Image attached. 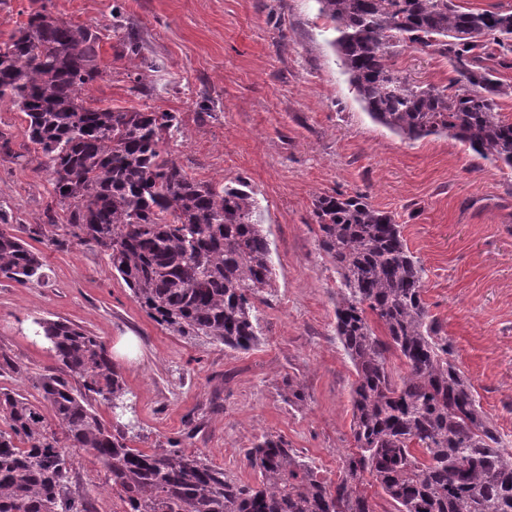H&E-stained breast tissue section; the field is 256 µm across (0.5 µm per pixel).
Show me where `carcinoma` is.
<instances>
[{
  "label": "carcinoma",
  "mask_w": 512,
  "mask_h": 512,
  "mask_svg": "<svg viewBox=\"0 0 512 512\" xmlns=\"http://www.w3.org/2000/svg\"><path fill=\"white\" fill-rule=\"evenodd\" d=\"M337 37L344 73L369 116L415 141L450 134L483 159L512 169V121L498 99L512 85L486 65L512 68V11L467 9L454 0H316ZM431 48L458 78L421 85L394 67L400 47ZM99 36L45 7L0 42V100L25 115L67 223L38 228L109 256L135 301L169 331L247 351L259 341L250 299L272 287L271 248L254 193L197 182L163 149L180 133L173 112L90 107L82 90L99 75ZM122 52L142 56L133 30ZM319 247L332 263L336 336L355 368L351 431L356 451L336 485L320 480L282 437L247 452L259 475L237 482L201 452L127 444L120 369L103 341L41 319L36 335L60 366L40 381V400L0 390V512H88L69 485L71 449L96 457L125 512H378L364 492L377 483L397 512H512V451L482 411L452 344L424 301V269L401 226L363 195L313 203ZM0 277L44 278L39 254L0 230ZM402 364L393 371L392 359ZM117 421L102 422L93 402Z\"/></svg>",
  "instance_id": "carcinoma-1"
}]
</instances>
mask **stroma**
Returning a JSON list of instances; mask_svg holds the SVG:
<instances>
[{
	"label": "stroma",
	"instance_id": "35a3bbf8",
	"mask_svg": "<svg viewBox=\"0 0 512 512\" xmlns=\"http://www.w3.org/2000/svg\"><path fill=\"white\" fill-rule=\"evenodd\" d=\"M64 21L100 34V75L88 104L177 113L182 132L164 148L199 182L237 180L254 191L269 239L273 288L254 300L262 335L247 351L200 344L158 325L134 301L99 249L51 245L37 229L57 209L37 171L25 116L0 102V228L39 253L45 279L0 278V389L34 399L58 366L39 319L63 320L107 348L134 337L117 359L132 407L128 444L178 443L244 484L258 480L246 452L280 436L321 478L337 480L353 452L355 369L336 338V272L312 218L321 194L367 195L400 224L425 270L430 314L453 345L485 414L512 450V169L479 158L448 135L408 141L375 123L356 101L330 47L334 32L316 0H41ZM135 26L148 71L123 54L112 9ZM404 75L437 88L455 73L446 57L410 47ZM142 92H134L135 81ZM304 395L295 405L287 384ZM72 485L92 512H124L110 475L72 451Z\"/></svg>",
	"mask_w": 512,
	"mask_h": 512
}]
</instances>
